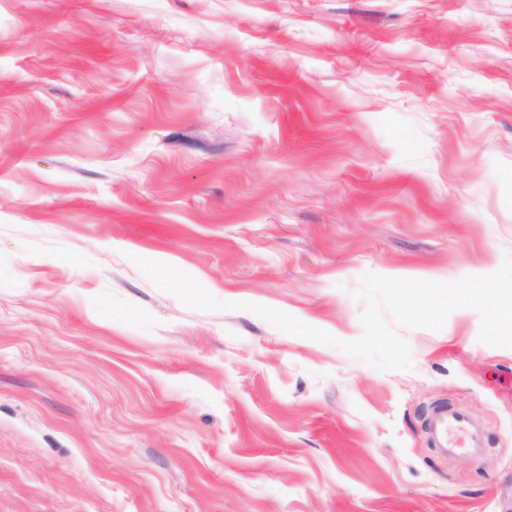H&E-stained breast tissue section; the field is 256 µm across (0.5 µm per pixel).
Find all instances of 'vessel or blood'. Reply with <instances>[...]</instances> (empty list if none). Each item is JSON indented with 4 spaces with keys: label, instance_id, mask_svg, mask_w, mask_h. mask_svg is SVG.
<instances>
[{
    "label": "vessel or blood",
    "instance_id": "1",
    "mask_svg": "<svg viewBox=\"0 0 512 512\" xmlns=\"http://www.w3.org/2000/svg\"><path fill=\"white\" fill-rule=\"evenodd\" d=\"M426 433L433 448L445 458L478 456L485 447V436L478 421L462 407L445 403L434 405L426 422Z\"/></svg>",
    "mask_w": 512,
    "mask_h": 512
}]
</instances>
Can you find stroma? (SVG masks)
Wrapping results in <instances>:
<instances>
[{
  "instance_id": "1",
  "label": "stroma",
  "mask_w": 512,
  "mask_h": 512,
  "mask_svg": "<svg viewBox=\"0 0 512 512\" xmlns=\"http://www.w3.org/2000/svg\"><path fill=\"white\" fill-rule=\"evenodd\" d=\"M509 253L512 0H0V512H512L475 311L382 372L131 261L353 340L362 274ZM432 448L445 458L478 456L485 448V436L478 421L463 407L447 403L434 405L426 422Z\"/></svg>"
}]
</instances>
